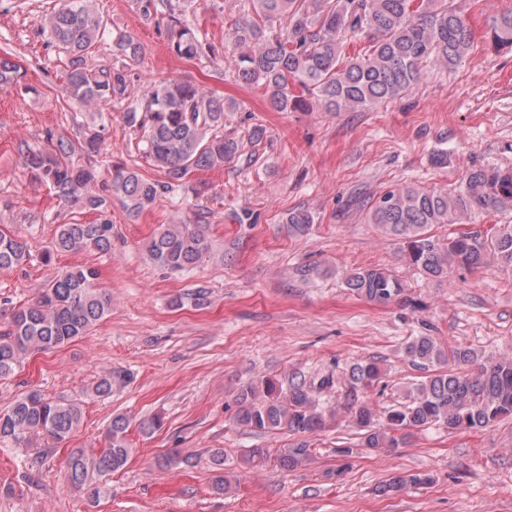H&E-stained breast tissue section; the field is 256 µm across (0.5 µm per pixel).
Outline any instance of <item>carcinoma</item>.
Here are the masks:
<instances>
[{"label": "carcinoma", "mask_w": 512, "mask_h": 512, "mask_svg": "<svg viewBox=\"0 0 512 512\" xmlns=\"http://www.w3.org/2000/svg\"><path fill=\"white\" fill-rule=\"evenodd\" d=\"M243 16L231 24L228 43L237 51V78L262 88L280 112L304 109L314 99L328 112L363 111L409 92L428 65L448 68L460 64L470 47L465 19L446 0H244ZM165 9V31L170 50L184 59L215 53L206 34L191 26L180 5L171 0H145L143 12ZM107 20L91 0H59L41 18V29L71 55L66 77L68 97L80 105L112 103L127 90L126 66L92 71L86 57L99 51ZM364 36L369 49L354 57L343 54L345 42ZM493 48L512 49V9L496 16L489 28ZM109 51L116 57L137 60L139 46L126 34L112 38ZM18 82L17 66L0 57V83ZM301 94H295V90ZM233 100L208 95L182 80L161 81L142 103L128 108L127 123L140 132L137 143L145 161L164 172L165 180L151 181L135 168H117L106 193L97 191L99 172L92 165L76 166V149L100 151L102 135L88 134L75 147L68 139L48 142L44 149L21 151L31 176L57 197L94 211L99 218L74 219L57 226L52 250L62 253L107 252L112 249V223L106 213L112 196L125 199L139 212L157 197L186 184L205 168L220 167L238 155L241 142L224 133V114L237 111ZM512 212V170L495 167L471 169L458 184L444 190L397 186L371 202L368 223L378 225L400 242L407 262L426 278L448 280L455 271L493 267L512 272V225L487 230L468 229L441 240L433 233L440 224H467L480 213ZM312 216L305 210L288 215L298 234L306 233ZM211 250L200 224H162L151 237L148 251L158 265L189 271L206 260ZM30 260L26 241L0 231V271L19 268ZM99 270L90 265L60 268L30 303L12 309L0 329V378L12 375L31 357L60 349L88 335L112 311V296L103 291ZM346 287L362 299L379 305L404 303L405 288L398 275L385 267L351 271ZM434 327L408 337L403 353L420 372L407 390L406 400L378 414L370 403L382 369L374 358L349 365L338 378L332 374L306 379L294 372L283 382L263 377L241 384L234 394V422L245 430L274 433L286 430L302 437L275 456L284 469L296 468L311 457L303 436L326 428L337 410L321 401L335 384L346 388L342 406L357 429L358 447L379 451L398 448L415 430L444 427L450 431L484 428L512 416V358L478 361L471 348L445 349ZM130 382L123 370L109 368L85 391V398H51L31 388L0 410V441H12L41 455L40 441L60 444L69 440L83 422L86 400L112 395ZM131 423L124 415L112 418L98 450L72 448L63 462L66 483L96 505L108 492L112 474L124 469L132 454ZM218 474L213 487L229 491L224 476V451L212 454ZM427 473L397 474L382 486L383 494L427 484Z\"/></svg>", "instance_id": "carcinoma-1"}]
</instances>
